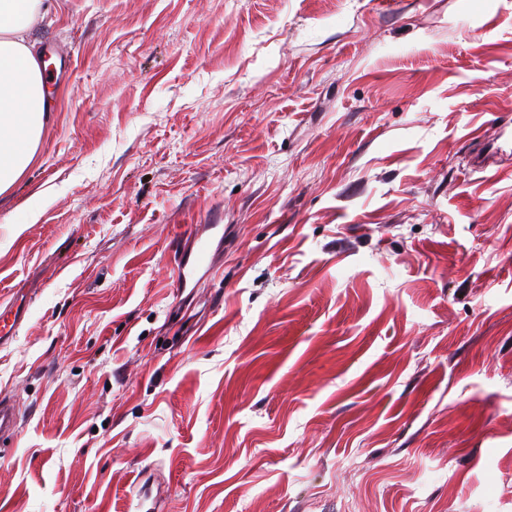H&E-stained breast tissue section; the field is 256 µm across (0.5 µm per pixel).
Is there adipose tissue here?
I'll use <instances>...</instances> for the list:
<instances>
[{
	"instance_id": "obj_1",
	"label": "adipose tissue",
	"mask_w": 512,
	"mask_h": 512,
	"mask_svg": "<svg viewBox=\"0 0 512 512\" xmlns=\"http://www.w3.org/2000/svg\"><path fill=\"white\" fill-rule=\"evenodd\" d=\"M42 0H0V196L24 176L52 105L25 33Z\"/></svg>"
}]
</instances>
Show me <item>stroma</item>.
Returning a JSON list of instances; mask_svg holds the SVG:
<instances>
[{
    "instance_id": "1",
    "label": "stroma",
    "mask_w": 512,
    "mask_h": 512,
    "mask_svg": "<svg viewBox=\"0 0 512 512\" xmlns=\"http://www.w3.org/2000/svg\"><path fill=\"white\" fill-rule=\"evenodd\" d=\"M46 2L0 512H512V0ZM204 231L197 233L194 237V249L189 252L187 258L180 256L175 261L174 267V288L185 290L186 288H196L199 282L198 271L209 261L211 264V249L214 240L224 239V227L220 224H201ZM193 253V260L190 262V256Z\"/></svg>"
}]
</instances>
